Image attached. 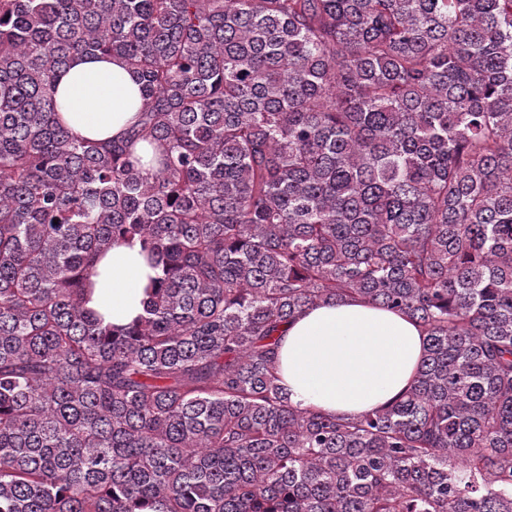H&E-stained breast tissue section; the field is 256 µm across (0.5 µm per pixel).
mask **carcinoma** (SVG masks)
I'll return each mask as SVG.
<instances>
[{
  "label": "carcinoma",
  "instance_id": "carcinoma-1",
  "mask_svg": "<svg viewBox=\"0 0 512 512\" xmlns=\"http://www.w3.org/2000/svg\"><path fill=\"white\" fill-rule=\"evenodd\" d=\"M98 53L120 141L56 109ZM119 239L157 277L115 329ZM350 298L413 380L293 404L283 327ZM0 512H512V0H0ZM55 100L73 135L105 140L120 138L135 122L140 93L119 59L77 57L59 73ZM97 271L86 296L87 309L116 326L126 325L143 313L145 290L156 270L148 263L139 242L112 243L99 257Z\"/></svg>",
  "mask_w": 512,
  "mask_h": 512
}]
</instances>
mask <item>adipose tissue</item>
I'll list each match as a JSON object with an SVG mask.
<instances>
[{
  "mask_svg": "<svg viewBox=\"0 0 512 512\" xmlns=\"http://www.w3.org/2000/svg\"><path fill=\"white\" fill-rule=\"evenodd\" d=\"M59 116L73 135L117 139L135 122L139 88L114 57L75 58L56 82ZM85 306L121 326L142 314L155 271L139 242H114L97 263ZM423 332L406 315L353 299L308 309L283 329L281 384L293 402L353 415L387 405L413 379Z\"/></svg>",
  "mask_w": 512,
  "mask_h": 512,
  "instance_id": "1",
  "label": "adipose tissue"
}]
</instances>
